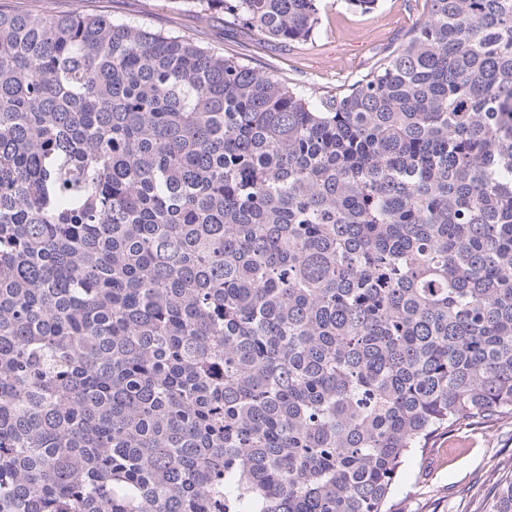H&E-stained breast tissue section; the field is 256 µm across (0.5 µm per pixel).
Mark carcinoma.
<instances>
[{
    "mask_svg": "<svg viewBox=\"0 0 512 512\" xmlns=\"http://www.w3.org/2000/svg\"><path fill=\"white\" fill-rule=\"evenodd\" d=\"M425 3L319 95L0 10V512H403L408 457L512 419V0Z\"/></svg>",
    "mask_w": 512,
    "mask_h": 512,
    "instance_id": "1",
    "label": "carcinoma"
}]
</instances>
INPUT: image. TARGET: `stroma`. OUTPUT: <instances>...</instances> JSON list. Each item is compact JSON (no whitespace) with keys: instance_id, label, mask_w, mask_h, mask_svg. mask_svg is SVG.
<instances>
[{"instance_id":"1","label":"stroma","mask_w":512,"mask_h":512,"mask_svg":"<svg viewBox=\"0 0 512 512\" xmlns=\"http://www.w3.org/2000/svg\"><path fill=\"white\" fill-rule=\"evenodd\" d=\"M12 11L101 12L114 20L173 31L221 55L270 69L307 91L351 85L424 18V0H379L367 14L343 0H323L321 20L305 40L281 44L242 35L237 21L174 0H0ZM512 477V420L462 423L425 456L405 462L396 487L403 512H476L478 501Z\"/></svg>"}]
</instances>
